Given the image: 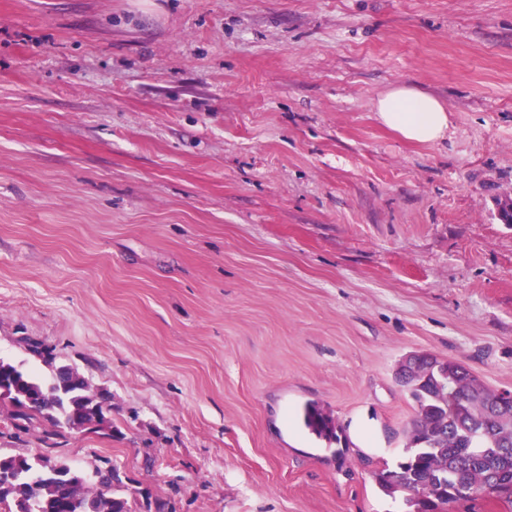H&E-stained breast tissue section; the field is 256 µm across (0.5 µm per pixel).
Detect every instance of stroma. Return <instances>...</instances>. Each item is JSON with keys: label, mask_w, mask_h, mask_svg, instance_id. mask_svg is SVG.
<instances>
[{"label": "stroma", "mask_w": 512, "mask_h": 512, "mask_svg": "<svg viewBox=\"0 0 512 512\" xmlns=\"http://www.w3.org/2000/svg\"><path fill=\"white\" fill-rule=\"evenodd\" d=\"M511 194L512 0H0V360L112 397L0 400V454L110 459L130 512H409L399 360L512 391ZM375 108L378 120L409 142L432 144L448 130V113L440 100L412 87L390 88ZM59 369H69L70 378L68 379L66 370H60L56 376ZM57 378L59 380L68 379V381L62 384ZM0 380L1 383L5 380L9 381L16 387H9L10 394L6 396L15 408L12 413L13 419L27 421L35 416H42L55 426H66V423L76 420L77 422L68 425L73 430L82 429L80 423H94L100 428L108 424L105 412L96 413L90 410L100 390H94L85 377L70 367L55 366L52 380L49 383H43L26 371L18 369L17 366L0 360ZM1 390H7L4 383H2ZM14 390L19 393L34 391L37 393L38 399L31 404H20L19 395ZM108 399L104 394L99 395L96 399L97 406L105 410ZM304 426L316 436L330 443L341 442L335 420L316 402L308 403L303 410Z\"/></svg>", "instance_id": "stroma-1"}]
</instances>
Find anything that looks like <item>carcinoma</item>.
<instances>
[{
    "label": "carcinoma",
    "mask_w": 512,
    "mask_h": 512,
    "mask_svg": "<svg viewBox=\"0 0 512 512\" xmlns=\"http://www.w3.org/2000/svg\"><path fill=\"white\" fill-rule=\"evenodd\" d=\"M0 380L16 387L8 399L12 417L30 420L42 416L53 425L70 421L108 424L103 412H93L98 391L75 370L67 382L52 377L43 383L17 366L0 360ZM37 393L30 404L19 402L22 391ZM417 414L405 430L406 453L392 469L376 474L388 494H412L407 499L414 512H448V504L481 493L512 491V410L494 413L499 393L485 387L456 361L424 360L416 383L408 387ZM304 426L330 443L341 441L335 420L316 402L303 410ZM57 474L20 455H0V476L11 478L0 487V503L11 501L12 512H129L127 501L116 495L123 484L121 471L100 467L87 477L64 461L55 462ZM73 478L68 500L57 498V477ZM433 489L424 495L421 485Z\"/></svg>",
    "instance_id": "obj_1"
}]
</instances>
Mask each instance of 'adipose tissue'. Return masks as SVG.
I'll use <instances>...</instances> for the list:
<instances>
[{
	"label": "adipose tissue",
	"mask_w": 512,
	"mask_h": 512,
	"mask_svg": "<svg viewBox=\"0 0 512 512\" xmlns=\"http://www.w3.org/2000/svg\"><path fill=\"white\" fill-rule=\"evenodd\" d=\"M378 120L403 139L432 144L448 128V113L439 99L408 86H395L384 92L375 104Z\"/></svg>",
	"instance_id": "adipose-tissue-1"
}]
</instances>
